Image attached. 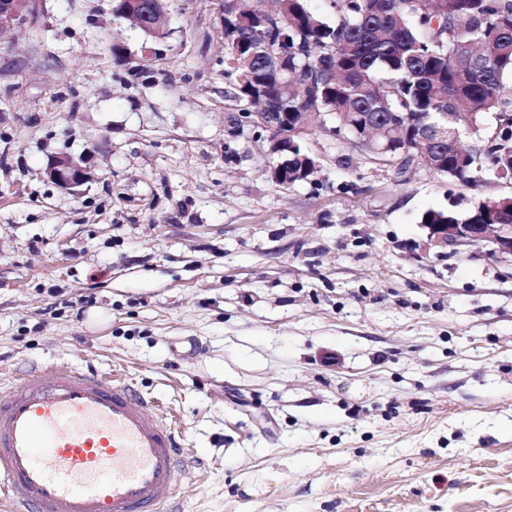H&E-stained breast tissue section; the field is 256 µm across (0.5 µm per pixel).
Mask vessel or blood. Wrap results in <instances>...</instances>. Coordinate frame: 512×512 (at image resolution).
I'll return each mask as SVG.
<instances>
[{"instance_id": "vessel-or-blood-1", "label": "vessel or blood", "mask_w": 512, "mask_h": 512, "mask_svg": "<svg viewBox=\"0 0 512 512\" xmlns=\"http://www.w3.org/2000/svg\"><path fill=\"white\" fill-rule=\"evenodd\" d=\"M118 375L51 364L0 388L8 512H168L190 464L171 414Z\"/></svg>"}]
</instances>
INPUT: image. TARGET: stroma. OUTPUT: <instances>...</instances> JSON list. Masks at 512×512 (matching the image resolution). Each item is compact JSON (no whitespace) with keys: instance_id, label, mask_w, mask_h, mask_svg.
I'll return each instance as SVG.
<instances>
[{"instance_id":"obj_1","label":"stroma","mask_w":512,"mask_h":512,"mask_svg":"<svg viewBox=\"0 0 512 512\" xmlns=\"http://www.w3.org/2000/svg\"><path fill=\"white\" fill-rule=\"evenodd\" d=\"M113 5L0 34V380L124 370L200 462L179 512H512V268L420 224L512 184L315 129L318 173L278 185L268 131L228 121L216 0H166L150 64ZM60 155L93 180L50 181ZM48 178L60 188L77 192L78 188L93 180V173L82 158L70 155L51 158L46 168Z\"/></svg>"}]
</instances>
